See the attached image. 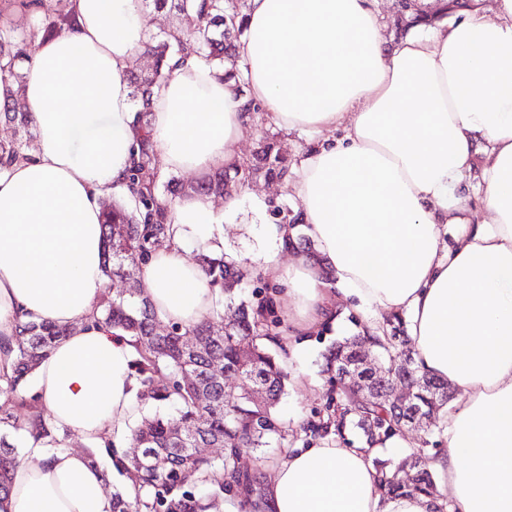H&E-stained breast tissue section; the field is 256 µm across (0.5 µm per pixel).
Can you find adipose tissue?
Here are the masks:
<instances>
[{
    "instance_id": "obj_1",
    "label": "adipose tissue",
    "mask_w": 512,
    "mask_h": 512,
    "mask_svg": "<svg viewBox=\"0 0 512 512\" xmlns=\"http://www.w3.org/2000/svg\"><path fill=\"white\" fill-rule=\"evenodd\" d=\"M70 2L74 29L37 41L23 87L0 79V101L21 93L38 133L0 165V371L12 369L18 320L71 329L20 400L35 396V416L91 447L121 448L141 404L134 348L92 319L105 289L101 202L128 196L146 134L168 171L239 164L253 102L284 130L343 132L298 162L303 229L264 227L262 269L286 286L291 334L335 321L337 283L372 314L363 335H379V315H403L417 366L457 393L429 463L433 495H381L374 449L322 441L286 449L263 512H512V0L392 49L375 0H249L236 48L246 95L175 55L144 116L128 80L150 36L142 0ZM467 176L487 214L478 224ZM239 210L234 194L219 209L194 194L169 207L140 278L159 320L188 327L212 311L218 293L189 254H223ZM301 231L319 263L283 264ZM4 508L112 512V497L84 452L30 436Z\"/></svg>"
}]
</instances>
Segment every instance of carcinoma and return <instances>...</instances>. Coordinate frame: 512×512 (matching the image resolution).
I'll return each instance as SVG.
<instances>
[{"mask_svg": "<svg viewBox=\"0 0 512 512\" xmlns=\"http://www.w3.org/2000/svg\"><path fill=\"white\" fill-rule=\"evenodd\" d=\"M158 9L177 14L180 35L170 40L155 41L150 37L146 49L157 55L155 70L148 75H131L133 96L151 94V88L169 79L164 62L172 54L194 55L204 64L223 72L224 79L234 81L236 90L244 93L246 82L237 66L236 43L244 35V14L229 6V0H152ZM73 13L69 0H53L32 23L18 27L14 20L0 12V73L14 80L17 63L31 58L35 43L65 29H73ZM0 115L21 129L32 121L28 112L12 102L0 106ZM29 149L19 138L0 141V162L8 164ZM284 179L288 176V160L276 149L272 137L265 134L260 141L255 161L238 164L233 171L220 170L190 187L195 195L209 196L224 192L246 177ZM160 173L155 164L152 146L141 142V150L129 170L128 182L135 206L123 201L102 203L104 214L103 274L109 279H140L143 264L154 249V243L166 237L165 224L172 200L159 194ZM198 263L210 285L220 288V296L212 312L191 327L170 325L164 335L155 332L157 315L140 288L105 289L95 306V320L103 322L130 337L137 350L134 362L138 395L141 401L156 405H174L179 419L190 434L182 441L171 434V419L156 411L141 418L130 430L131 450L124 453L125 472L137 487V496L129 500L125 493H112V512H217L218 499L226 493L243 495L251 508L260 506L264 481L260 470L243 472L238 465L244 448H267L276 443L279 450L288 447L290 430L276 415V406L284 394L288 372L281 355L271 353L269 346L281 347L280 323L274 315L270 298L252 303L242 298L239 285L252 274L247 262L224 255L198 254ZM236 309V318L217 329L214 321L224 320V307ZM391 333L369 339L355 336L342 346L361 352L366 345L379 349L385 357L378 383L401 375L412 389L414 403L396 412L388 405L368 398L364 382L347 378L336 392V405L327 419L308 422L304 430L313 434L337 435L352 426L362 431L367 443L373 445L389 439L407 426V419L423 416L426 421L425 442H430L433 414L448 402V383L420 372L415 363L408 364L402 374L393 366L396 355L407 345L398 335L401 319L395 315L384 321ZM68 327L27 322L19 325L16 336L17 358L11 375L0 377L4 385L0 393L6 400L0 404V501L8 494L11 471L19 455L8 440V432L26 428L13 412V395L23 379L31 374L63 336ZM252 343V358L244 362L240 356L241 342ZM219 359L224 369L242 382L240 391L224 392V382L208 374L212 360ZM261 386L265 397L254 399L251 388ZM31 433L48 439L53 450L59 440L53 428L40 420ZM216 447L224 455L215 460L191 457L188 449ZM153 453V465L147 466L135 449ZM436 454L433 448H413L398 464L375 458L382 473L380 492L384 495L402 493H434L435 486L427 464Z\"/></svg>", "mask_w": 512, "mask_h": 512, "instance_id": "1", "label": "carcinoma"}]
</instances>
